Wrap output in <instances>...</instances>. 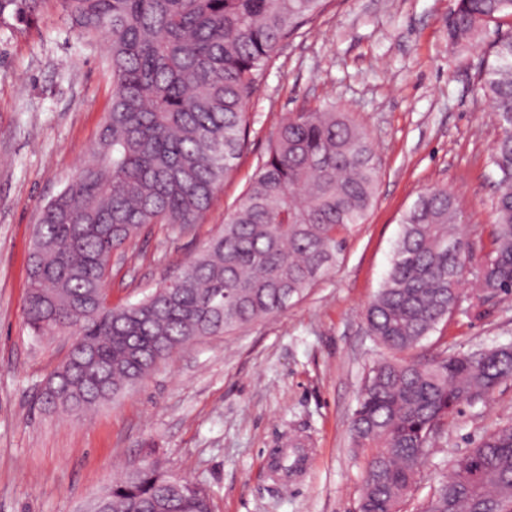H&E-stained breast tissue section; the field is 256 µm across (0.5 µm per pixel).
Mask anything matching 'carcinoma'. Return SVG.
I'll use <instances>...</instances> for the list:
<instances>
[{"label":"carcinoma","instance_id":"cac0c4a2","mask_svg":"<svg viewBox=\"0 0 512 512\" xmlns=\"http://www.w3.org/2000/svg\"><path fill=\"white\" fill-rule=\"evenodd\" d=\"M80 37L104 40L112 103L91 160L43 211L30 258L26 322L67 336L43 404L80 414L144 379L188 343L277 316L341 255L380 177L368 133L319 106L273 128L222 231L144 299L107 303L112 258L157 224L200 223L248 145L249 100L271 62L326 0H57ZM42 0H0V24L35 21ZM448 43L469 49L512 17V0H456ZM479 86L502 136L489 251L475 253L445 186L400 219L391 265L364 311L387 355L371 367L351 419L366 453L359 512H399L433 440L464 402L512 379V344L426 362L403 355L459 309L464 286L512 295V35L496 37ZM84 512H212L207 491L140 466ZM424 512H512V425L454 462Z\"/></svg>","mask_w":512,"mask_h":512}]
</instances>
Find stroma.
I'll list each match as a JSON object with an SVG mask.
<instances>
[{
	"instance_id": "stroma-1",
	"label": "stroma",
	"mask_w": 512,
	"mask_h": 512,
	"mask_svg": "<svg viewBox=\"0 0 512 512\" xmlns=\"http://www.w3.org/2000/svg\"><path fill=\"white\" fill-rule=\"evenodd\" d=\"M454 0H329L289 40L250 100L248 148L203 222L153 226L113 262L112 304L137 302L224 226L287 113L335 105L370 135L381 178L335 266L276 317L193 342L137 387L83 416L44 410L68 338L26 325L28 257L45 204L87 159L112 98L103 42L81 40L56 0L35 23L0 25V512H79L133 466L202 485L214 512H357L365 457L349 434L381 350L364 309L383 281L400 218L426 187L457 197L476 252L490 248L501 135L478 90L481 40L447 39ZM512 341V295L460 309L406 357L426 361ZM512 423V380L462 405L436 436L403 512H421L451 464ZM305 458L272 473L289 440Z\"/></svg>"
}]
</instances>
